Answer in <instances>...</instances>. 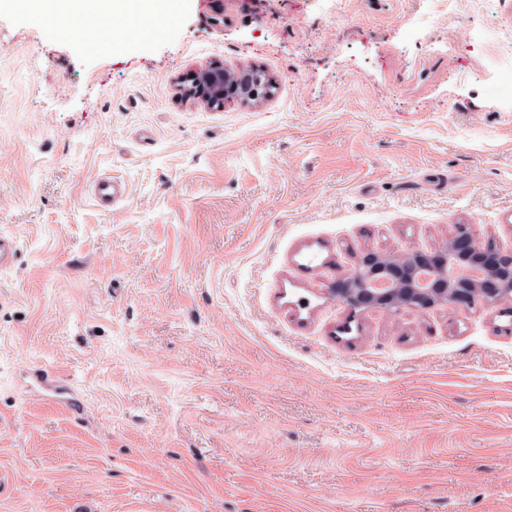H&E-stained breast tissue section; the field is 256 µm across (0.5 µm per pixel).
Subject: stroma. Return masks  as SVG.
<instances>
[{"instance_id":"35a3bbf8","label":"stroma","mask_w":512,"mask_h":512,"mask_svg":"<svg viewBox=\"0 0 512 512\" xmlns=\"http://www.w3.org/2000/svg\"><path fill=\"white\" fill-rule=\"evenodd\" d=\"M212 16L0 4V512H512V304L327 294L459 224L512 249V0ZM212 63L276 90L179 98ZM92 195L100 206L111 207L118 201L125 199L127 188L112 180L111 176H100L93 182Z\"/></svg>"}]
</instances>
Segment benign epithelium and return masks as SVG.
Returning <instances> with one entry per match:
<instances>
[{"instance_id":"1","label":"benign epithelium","mask_w":512,"mask_h":512,"mask_svg":"<svg viewBox=\"0 0 512 512\" xmlns=\"http://www.w3.org/2000/svg\"><path fill=\"white\" fill-rule=\"evenodd\" d=\"M271 77L262 70L230 72L221 64L186 73L178 95L210 107L236 98L260 101L271 95ZM328 295L350 311L412 309L425 313L441 303L475 308L512 301V250L482 244L472 231L455 232L429 252L388 256L367 250L355 268L336 280Z\"/></svg>"}]
</instances>
